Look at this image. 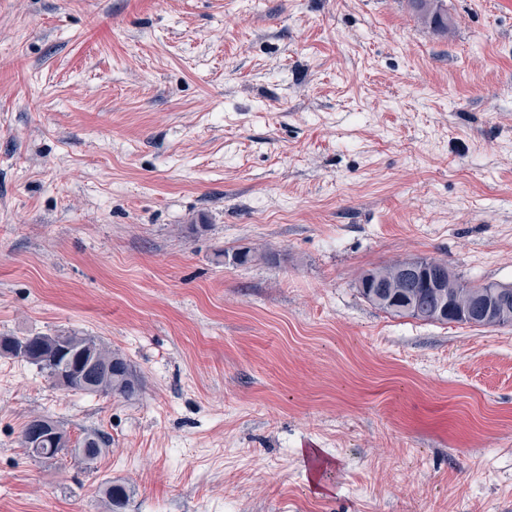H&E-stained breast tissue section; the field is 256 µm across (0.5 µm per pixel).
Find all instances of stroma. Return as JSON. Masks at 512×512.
Masks as SVG:
<instances>
[{"label": "stroma", "mask_w": 512, "mask_h": 512, "mask_svg": "<svg viewBox=\"0 0 512 512\" xmlns=\"http://www.w3.org/2000/svg\"><path fill=\"white\" fill-rule=\"evenodd\" d=\"M0 0V512H512V326L387 314L412 257L512 284V0ZM250 250L251 261L232 260ZM108 446L39 460L32 417ZM421 21L436 31H447V10L443 0H410ZM56 337L60 339L59 344H55L52 336H0V347H27L32 357L28 361L36 365L49 379L61 370L65 359H68V364L75 368L79 364L83 368L90 358L95 359L97 365L102 367L95 376V389L86 391L77 386H65L66 390L122 397H132L140 390V377L131 364L94 336L60 333ZM62 350H65L67 355L62 354ZM103 495L108 512H118L125 509L129 493L125 486L112 484V481H105Z\"/></svg>", "instance_id": "1"}]
</instances>
